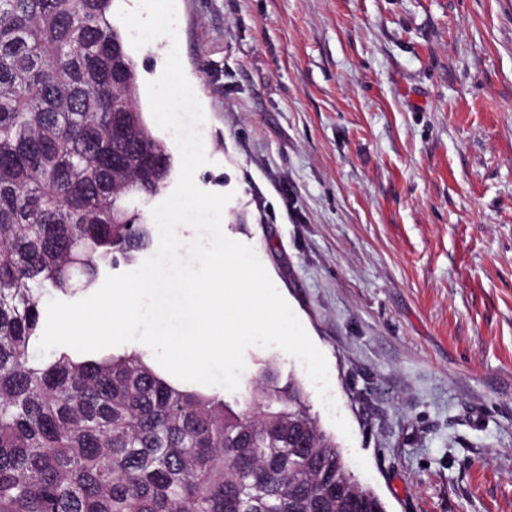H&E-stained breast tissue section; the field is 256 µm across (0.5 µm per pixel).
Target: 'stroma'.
Listing matches in <instances>:
<instances>
[{
  "instance_id": "35a3bbf8",
  "label": "stroma",
  "mask_w": 512,
  "mask_h": 512,
  "mask_svg": "<svg viewBox=\"0 0 512 512\" xmlns=\"http://www.w3.org/2000/svg\"><path fill=\"white\" fill-rule=\"evenodd\" d=\"M206 191L324 353L387 512H512V0H176ZM248 347L241 388L266 362Z\"/></svg>"
}]
</instances>
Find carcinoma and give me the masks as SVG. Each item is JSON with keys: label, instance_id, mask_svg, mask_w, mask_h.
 Segmentation results:
<instances>
[{"label": "carcinoma", "instance_id": "obj_1", "mask_svg": "<svg viewBox=\"0 0 512 512\" xmlns=\"http://www.w3.org/2000/svg\"><path fill=\"white\" fill-rule=\"evenodd\" d=\"M115 0H0V512H386L265 365L229 401L139 351L35 361L44 292L131 264L174 158Z\"/></svg>", "mask_w": 512, "mask_h": 512}]
</instances>
